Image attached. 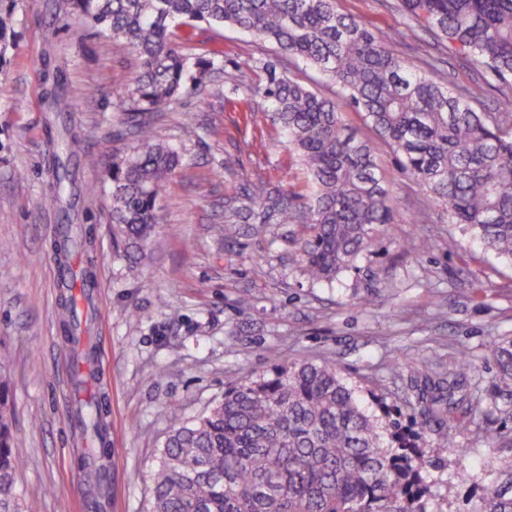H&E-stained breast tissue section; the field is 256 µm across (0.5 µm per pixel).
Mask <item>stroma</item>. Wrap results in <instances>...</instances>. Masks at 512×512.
I'll return each instance as SVG.
<instances>
[{
    "label": "stroma",
    "mask_w": 512,
    "mask_h": 512,
    "mask_svg": "<svg viewBox=\"0 0 512 512\" xmlns=\"http://www.w3.org/2000/svg\"><path fill=\"white\" fill-rule=\"evenodd\" d=\"M339 12L373 29L397 28V0H337ZM19 39L11 54L10 98L0 99V388L8 394L15 453L23 461L16 491L24 512H89L80 459L84 446L70 424L71 355L61 332V288L54 244L59 224L83 229V248L70 263L92 271L97 390L110 425L111 500L107 512H149L152 471L175 422L197 417L222 398L226 384L266 371V351L287 362L335 361L344 382L370 415L405 412L406 355L450 374L468 347L475 369L463 392L469 404L439 446L425 437V474L448 501L445 512H466L490 485L488 471L512 460V448L490 449L493 431L512 436V380L500 379L496 343L512 336V265L486 252L443 207L381 149L378 165L397 208L389 235L378 238L354 270L333 284L313 283L298 265L301 229L255 216L225 224L224 200L245 182L303 189L306 176L272 119L254 123L223 94L189 99L163 115L155 135L183 157L165 190L162 221L143 251L128 254L112 222L104 172L134 145L114 122V94L140 68L138 57L113 45L76 18L61 0H19ZM196 53L217 49L234 71L269 55V44L229 28L182 27ZM392 49L414 64L435 61L451 84L482 80L463 56L427 32ZM97 97L80 99L85 86ZM203 127L199 138L186 129ZM75 178L70 208L52 202L57 136ZM93 155L99 166H84ZM100 186L88 196L86 184ZM225 224V233L216 225ZM433 244L415 253L412 242ZM375 301L363 303L366 293ZM462 448L464 459L452 451ZM441 467H432L434 459ZM478 481L455 480L458 466Z\"/></svg>",
    "instance_id": "stroma-1"
}]
</instances>
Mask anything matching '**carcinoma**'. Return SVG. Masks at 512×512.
I'll list each match as a JSON object with an SVG mask.
<instances>
[{
	"mask_svg": "<svg viewBox=\"0 0 512 512\" xmlns=\"http://www.w3.org/2000/svg\"><path fill=\"white\" fill-rule=\"evenodd\" d=\"M405 17L392 39L420 30L446 41L473 66L495 78L496 112H478L488 83L453 88L414 68L387 46L388 38L338 12L336 0H64L65 16L112 36L134 51L140 70L134 88L117 94L121 124L136 137L133 151L112 162V223L141 248L160 223L165 185L181 163L179 152L156 140L157 112L199 93L213 70L253 115L268 103L273 121L307 174V189L273 194L263 185L245 192L224 223L260 208L274 224H299L303 274L333 282L356 267L373 241L396 223V209L376 161L389 148L401 169L485 250L512 264V0H399ZM17 0H0V98L13 88L5 71L15 46ZM229 26L271 44L279 57L314 70L364 114L375 139L349 131L336 99L262 62L266 80L249 84L244 72L226 73L219 53L203 58L176 29L195 22ZM78 318L63 321L66 341L80 343ZM269 372L234 380L202 415L177 422L166 436L153 475L151 512H443L442 495L423 474L420 432L448 446L464 398L456 396L472 369L461 348L450 382L409 366L415 402L410 427L367 415L342 381L337 365L281 362L268 350ZM498 375L512 380V337L494 349ZM0 393V512H22L15 493L19 461L11 419ZM81 415L94 443L81 463L95 487L89 508L110 501L108 423L98 395ZM469 512H512V463L493 473L489 490Z\"/></svg>",
	"mask_w": 512,
	"mask_h": 512,
	"instance_id": "carcinoma-1",
	"label": "carcinoma"
}]
</instances>
